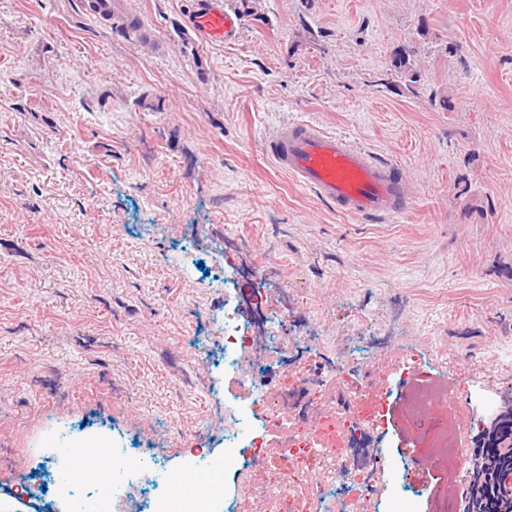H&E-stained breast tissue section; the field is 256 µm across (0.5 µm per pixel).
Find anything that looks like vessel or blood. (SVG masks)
I'll return each mask as SVG.
<instances>
[{"instance_id": "vessel-or-blood-1", "label": "vessel or blood", "mask_w": 512, "mask_h": 512, "mask_svg": "<svg viewBox=\"0 0 512 512\" xmlns=\"http://www.w3.org/2000/svg\"><path fill=\"white\" fill-rule=\"evenodd\" d=\"M188 26L204 43L230 42L239 32V21L225 11L223 0H199ZM265 147L280 169L349 215L389 216L410 204L411 186L398 168L316 123H290Z\"/></svg>"}]
</instances>
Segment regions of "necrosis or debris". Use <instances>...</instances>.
Returning a JSON list of instances; mask_svg holds the SVG:
<instances>
[{"label": "necrosis or debris", "instance_id": "1", "mask_svg": "<svg viewBox=\"0 0 512 512\" xmlns=\"http://www.w3.org/2000/svg\"><path fill=\"white\" fill-rule=\"evenodd\" d=\"M224 372L243 397L234 412L240 433L227 436L221 458H209L196 448L189 455L191 467L204 466L216 474L232 472V485L218 500L187 495L175 480H166L159 483L149 512H224L228 501L236 512H252L257 502L272 504V512H336L331 491L351 467L359 490L392 485L380 449L362 443L370 425L336 403L333 389L342 381V373L322 377L316 363L307 360L281 378L270 379L262 355L229 312L224 315ZM253 399L265 403L266 421L274 427L277 440L249 430L246 403ZM60 468L76 474L75 480L60 484L62 498L73 503L89 497L94 512H112L109 495L97 491L100 477L84 449H76Z\"/></svg>", "mask_w": 512, "mask_h": 512}]
</instances>
